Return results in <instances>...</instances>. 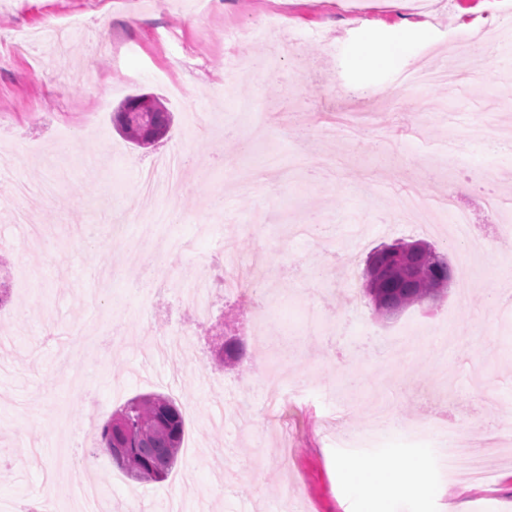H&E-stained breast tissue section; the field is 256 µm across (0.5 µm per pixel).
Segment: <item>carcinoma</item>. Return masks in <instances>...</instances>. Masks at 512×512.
Instances as JSON below:
<instances>
[{"mask_svg":"<svg viewBox=\"0 0 512 512\" xmlns=\"http://www.w3.org/2000/svg\"><path fill=\"white\" fill-rule=\"evenodd\" d=\"M115 127L128 141L142 145L145 125L125 112L114 113ZM151 125L170 128L173 116L156 98ZM454 280L448 255L427 243L418 248L410 242H396L374 251L365 271L364 294L375 311L388 316L408 307L436 301L446 294ZM244 349L227 343L219 361L234 364ZM184 438V418L179 406L162 395H147L128 401L99 432V445L108 453L125 449L124 459L115 463L131 477L160 482L176 463Z\"/></svg>","mask_w":512,"mask_h":512,"instance_id":"cac0c4a2","label":"carcinoma"}]
</instances>
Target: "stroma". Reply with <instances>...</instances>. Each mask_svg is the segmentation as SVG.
Returning a JSON list of instances; mask_svg holds the SVG:
<instances>
[{
    "label": "stroma",
    "instance_id": "1",
    "mask_svg": "<svg viewBox=\"0 0 512 512\" xmlns=\"http://www.w3.org/2000/svg\"><path fill=\"white\" fill-rule=\"evenodd\" d=\"M339 0H215L210 15L197 0H0V268L13 302L0 308V503L17 512L36 501L45 482L69 504L72 483L57 451L93 458L100 469L105 512H451L468 499L476 512H512V443L490 449L481 482L451 483L438 451L402 431L344 448L330 416L362 430L374 402L404 422L431 421L439 410L461 421L476 448L512 417V309L488 305V294L512 273V249L487 212V193L512 194V44L467 59L458 90L442 84L399 90L402 75L447 66L461 34L512 29L504 0H454L419 15L386 0H360L361 18ZM290 7L287 25L259 29L249 42L250 78L231 81L224 22L255 26L262 9ZM84 33L61 50L20 47L19 31L37 32L73 16ZM111 21L110 39L98 31ZM404 37L389 66L374 50ZM95 58L88 68L86 58ZM160 97L174 113L169 133L148 148L125 141L112 116L130 95ZM250 100L271 122L249 155L224 165L231 136L249 137ZM66 155H57L60 143ZM192 156L183 188L164 198L141 195L145 168L164 154ZM490 171L491 181H476ZM121 187L116 202L113 187ZM426 202L455 193L474 224L486 226L482 274L469 288L450 285L431 306L379 317L364 294L369 253L397 240H425L449 250L447 213L427 236L395 216L397 198ZM135 221L160 214L152 248L113 236L118 212ZM261 223L263 234L245 233ZM231 239L244 270L260 265L269 279L257 299L217 292L214 318L190 324L177 291L209 271L219 277V247ZM267 304L274 351L252 334L255 303ZM452 321L464 346L446 353L451 391L431 382L439 365L419 338L394 363L378 357L379 341ZM190 329L195 359L157 356L149 337ZM91 337L104 366L57 352L76 335ZM243 342L246 358L222 366L227 338ZM296 376L277 414L266 408L269 379ZM161 394L182 405L184 447L166 480L109 481L117 464L93 437L127 400ZM100 412L88 417L85 399ZM425 462L422 492L395 497L349 489L360 462L405 473Z\"/></svg>",
    "mask_w": 512,
    "mask_h": 512
}]
</instances>
